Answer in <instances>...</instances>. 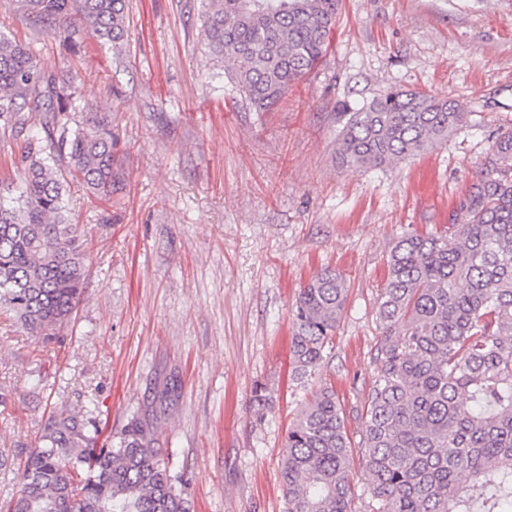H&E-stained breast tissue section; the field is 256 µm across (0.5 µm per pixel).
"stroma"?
Returning <instances> with one entry per match:
<instances>
[{"label": "stroma", "instance_id": "stroma-1", "mask_svg": "<svg viewBox=\"0 0 512 512\" xmlns=\"http://www.w3.org/2000/svg\"><path fill=\"white\" fill-rule=\"evenodd\" d=\"M198 13L199 0H129L119 44L86 33L72 45L0 0V32L107 114L120 165L108 202L64 174L87 265L68 324L46 342L0 318V501L53 408L92 399L101 445L131 417L154 422L192 512H284L285 435L320 385L360 440L394 241L446 230L512 130V0H341L323 62L261 114L215 79ZM390 89L458 100L467 119L398 163L343 165L342 113ZM325 268L347 300L320 366L299 379L294 302Z\"/></svg>", "mask_w": 512, "mask_h": 512}]
</instances>
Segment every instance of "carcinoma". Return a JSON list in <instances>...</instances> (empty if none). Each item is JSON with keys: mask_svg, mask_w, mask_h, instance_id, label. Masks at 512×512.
I'll list each match as a JSON object with an SVG mask.
<instances>
[{"mask_svg": "<svg viewBox=\"0 0 512 512\" xmlns=\"http://www.w3.org/2000/svg\"><path fill=\"white\" fill-rule=\"evenodd\" d=\"M206 54L253 112L270 111L326 56L341 0H201ZM23 14L73 42L71 16L103 44L126 32L127 0H20ZM76 89L0 34V130L25 136L18 187L0 185V313L48 340L84 293L78 225L64 218L59 159L94 195L118 182L112 128L79 112ZM342 164L388 166L448 140L465 120L454 100L389 90L342 113ZM378 302L376 374L359 449L365 512H512V131L459 200L451 232L404 233ZM345 279L324 270L301 288L294 373L312 375L336 331ZM96 409L60 407L0 512H189L182 478L160 459L152 424L132 417L98 447ZM281 463L286 512H353L352 444L336 390L300 410Z\"/></svg>", "mask_w": 512, "mask_h": 512, "instance_id": "1", "label": "carcinoma"}]
</instances>
